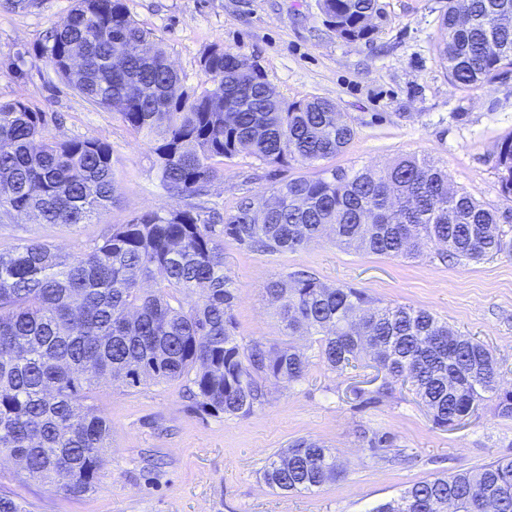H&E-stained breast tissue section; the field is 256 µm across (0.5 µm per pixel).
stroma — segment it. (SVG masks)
I'll list each match as a JSON object with an SVG mask.
<instances>
[{"instance_id":"stroma-1","label":"stroma","mask_w":512,"mask_h":512,"mask_svg":"<svg viewBox=\"0 0 512 512\" xmlns=\"http://www.w3.org/2000/svg\"><path fill=\"white\" fill-rule=\"evenodd\" d=\"M124 3L162 40L187 84L201 77L202 53L220 44L256 63L280 96L329 99L353 124V140L333 158L283 166L249 155L225 161L210 197L221 213L232 212L240 197L267 194L294 177L382 169L415 155L447 169L453 188L498 209L512 238V199L501 193L497 168V146L512 136V79L469 90L449 83L435 51L447 0H378L375 32L357 42L326 25L319 0ZM71 8L72 0H28L22 9L0 0V99H21L45 112L56 139L109 143L116 201L89 224L0 216V249L29 240L75 252L111 225L187 203L162 187L143 136L127 131L115 111L88 103L32 54ZM224 269L235 282L242 341L282 342L277 309L264 288L270 279L305 270L384 304L427 309L459 333L479 337L512 384V254L450 263L434 248L402 259L343 249L328 239L279 253L228 239ZM354 385L365 389L367 402L352 399ZM269 391L253 414L224 417L203 411L181 380L135 388L100 382L90 403L111 420L112 437L92 491L64 495L0 460V494L24 512H371L415 483L512 457V420L497 415L494 400L483 401L465 422L440 429L411 392L397 383L383 386L367 365L339 373L315 360L301 381ZM366 431L390 435L392 446L374 455L362 438ZM300 437L332 448L342 477L301 493L269 488L262 478L269 459Z\"/></svg>"}]
</instances>
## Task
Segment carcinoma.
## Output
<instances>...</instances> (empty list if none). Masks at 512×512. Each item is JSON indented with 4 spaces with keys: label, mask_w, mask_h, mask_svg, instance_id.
Listing matches in <instances>:
<instances>
[{
    "label": "carcinoma",
    "mask_w": 512,
    "mask_h": 512,
    "mask_svg": "<svg viewBox=\"0 0 512 512\" xmlns=\"http://www.w3.org/2000/svg\"><path fill=\"white\" fill-rule=\"evenodd\" d=\"M330 28L366 40L377 0H320ZM512 0H448L437 58L460 88L512 73ZM62 79L149 144L163 186L195 199L184 209L145 211L114 224L79 252L23 240L0 250V457L68 496L89 493L110 447L111 421L88 404L104 378L127 386L184 379L205 411L248 416L266 402L267 382L302 380L312 363L294 345L307 336L317 357L343 372L369 355L384 379L408 385L433 423L446 428L490 396L512 419L486 345L433 313L380 306L347 285L297 273L267 283L288 342L238 339L235 288L223 239L251 250L294 252L331 232L337 246L417 258L479 260L512 253L498 212L450 187L447 170L406 156L383 171L330 170L296 177L269 194L243 197L223 215L206 206L220 164L241 154L266 164L313 162L343 152L352 123L322 97L279 96L247 57L214 44L203 79L186 87L162 42L123 0H75L68 22L34 46ZM502 194L512 198V136L498 147ZM115 202L112 148L94 138L57 140L46 113L0 102V211L44 224H86ZM343 474L322 442L300 437L263 472L284 492L311 490ZM512 512V457L478 471L412 485L374 512Z\"/></svg>",
    "instance_id": "cac0c4a2"
}]
</instances>
